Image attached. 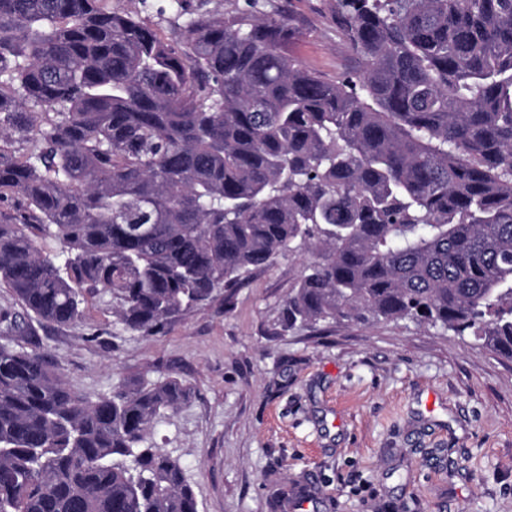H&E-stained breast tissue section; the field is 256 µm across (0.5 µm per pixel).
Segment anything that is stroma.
Here are the masks:
<instances>
[{
  "mask_svg": "<svg viewBox=\"0 0 512 512\" xmlns=\"http://www.w3.org/2000/svg\"><path fill=\"white\" fill-rule=\"evenodd\" d=\"M301 62L358 71L336 36V0H268ZM307 259L278 255L153 336L124 329L93 291L67 326L20 337L94 398L180 380L189 403L153 438L181 459L199 512H512V361L408 320L288 329Z\"/></svg>",
  "mask_w": 512,
  "mask_h": 512,
  "instance_id": "1",
  "label": "stroma"
}]
</instances>
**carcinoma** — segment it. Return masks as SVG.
I'll list each match as a JSON object with an SVG mask.
<instances>
[{"mask_svg": "<svg viewBox=\"0 0 512 512\" xmlns=\"http://www.w3.org/2000/svg\"><path fill=\"white\" fill-rule=\"evenodd\" d=\"M166 2L177 41L150 0H0V512H198L152 439L190 388L92 399L13 344L84 288L151 335L307 249L288 328L407 319L512 361V0H336V80L264 0Z\"/></svg>", "mask_w": 512, "mask_h": 512, "instance_id": "cac0c4a2", "label": "carcinoma"}]
</instances>
